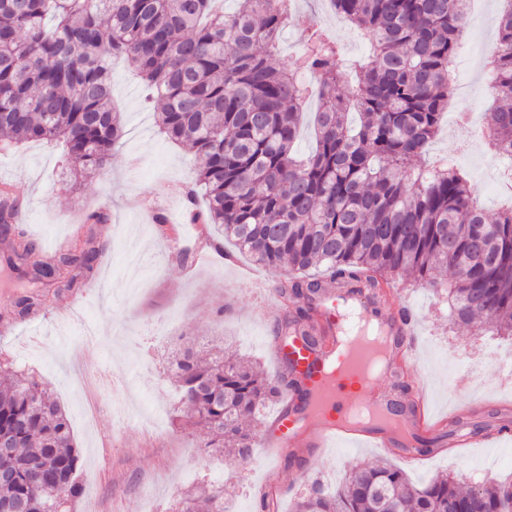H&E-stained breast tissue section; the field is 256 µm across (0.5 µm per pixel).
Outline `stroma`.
Returning a JSON list of instances; mask_svg holds the SVG:
<instances>
[{"label": "stroma", "instance_id": "obj_1", "mask_svg": "<svg viewBox=\"0 0 512 512\" xmlns=\"http://www.w3.org/2000/svg\"><path fill=\"white\" fill-rule=\"evenodd\" d=\"M298 6L319 12L343 59L369 61L366 35L332 13L325 0H299ZM497 10V0H475L474 22L451 65L457 82L467 85L463 107H487L490 84L480 53L497 42ZM147 94L134 67L115 59L112 103L125 135L112 167L88 178L74 180L58 147L33 142L0 151V187L20 199L23 226L42 255L91 237L109 246L89 287L63 301L46 297L44 315L0 333V353L33 370L69 419L82 460V492L71 512H158L204 479L223 485L226 512H258L264 496L274 499L277 512H291L307 478L320 476L333 487L342 466L399 464L395 452L349 446L277 466L263 448L247 460L229 461L202 448L199 428L173 425L175 391L167 367L184 338L249 359L265 374L282 371L271 340L283 311L275 300L258 312L248 280L260 278L272 288L287 270L241 255L232 262L216 256L204 264L180 262L178 246L200 251L222 233L214 224L201 233L188 222L180 188L195 181L194 155L160 134ZM431 153L457 161L487 215L504 208L502 161L453 113H446ZM94 209L106 210L109 221L86 223ZM159 214L167 216L173 234L156 233ZM390 284L394 302L411 311L416 325L411 341L418 360L404 373L426 379L434 414L448 417L458 386L469 382L479 388L470 397L472 425L512 427V374L477 356L474 329L452 325L447 303L411 278L395 274ZM405 471L416 485L441 474L467 485L477 477L510 479L512 436L444 450Z\"/></svg>", "mask_w": 512, "mask_h": 512}]
</instances>
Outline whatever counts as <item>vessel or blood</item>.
I'll use <instances>...</instances> for the list:
<instances>
[{
    "mask_svg": "<svg viewBox=\"0 0 512 512\" xmlns=\"http://www.w3.org/2000/svg\"><path fill=\"white\" fill-rule=\"evenodd\" d=\"M351 305L359 320L385 323L391 335L399 337L395 364L415 363L409 320L366 298L353 299ZM320 318L331 334L319 348H309L299 337L272 345L277 357L290 359L299 384L284 392L283 408L271 432L258 438V446L269 449L275 458L286 459L303 448L327 449L347 442L394 450L408 463H419L420 447L433 443L442 425L431 413L428 384L415 386L409 412L378 409L374 401L364 398L370 383L365 366L372 357L368 337L348 339L347 318L334 300L321 306Z\"/></svg>",
    "mask_w": 512,
    "mask_h": 512,
    "instance_id": "1",
    "label": "vessel or blood"
}]
</instances>
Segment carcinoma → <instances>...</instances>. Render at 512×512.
Wrapping results in <instances>:
<instances>
[{
	"mask_svg": "<svg viewBox=\"0 0 512 512\" xmlns=\"http://www.w3.org/2000/svg\"><path fill=\"white\" fill-rule=\"evenodd\" d=\"M214 0H0V135L3 148L60 144L72 175L112 166L124 136L112 106L111 60H129L151 90L166 137L194 153L198 178L189 201L201 224L268 266H288L276 285L295 315L276 337L322 343L311 323L317 302L335 288L378 296L388 276L413 274L446 291L450 321L482 320L512 337V208L490 219L473 204L466 176L422 159L452 93L450 65L466 25V0H329L336 15L368 37L373 58L354 64L356 83L339 69L338 40L295 0H236L228 13ZM497 52L488 62L494 108L491 146L512 157V0H500ZM306 32L299 68L317 78L316 149L294 154L310 90L296 71L277 67L273 49L288 19ZM0 238L23 245V278L37 290L16 294L13 315L44 310L40 288L60 297L83 287L107 244L88 242L37 257L16 199H0ZM437 268L454 280L441 288ZM235 355L185 348L169 366L174 412L206 428L202 447L227 456L250 452L266 403L293 382ZM0 437L11 442L0 469V509L67 506L82 491L80 456L65 411L47 386L0 358ZM203 494L224 512V488L202 486L169 512H196ZM512 512V481L463 487L449 477L413 486L388 464L352 467L335 488L313 479L293 512Z\"/></svg>",
	"mask_w": 512,
	"mask_h": 512,
	"instance_id": "1",
	"label": "carcinoma"
}]
</instances>
